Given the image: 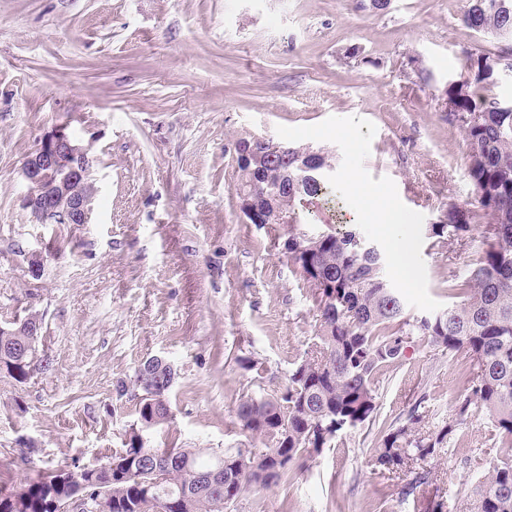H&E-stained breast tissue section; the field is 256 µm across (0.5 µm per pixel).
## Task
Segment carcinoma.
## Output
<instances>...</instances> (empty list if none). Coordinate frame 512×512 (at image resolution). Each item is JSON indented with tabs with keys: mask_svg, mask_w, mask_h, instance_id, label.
Here are the masks:
<instances>
[{
	"mask_svg": "<svg viewBox=\"0 0 512 512\" xmlns=\"http://www.w3.org/2000/svg\"><path fill=\"white\" fill-rule=\"evenodd\" d=\"M464 24L491 33L508 45L493 55L466 54L467 81L446 88L449 116L462 130L474 200L446 209V222L433 224L430 238L445 247L448 236L464 239L474 219L496 225L482 256L467 277L448 284L455 299L440 316H408L386 277L382 258L353 230L309 234L290 222L297 205L328 194L334 157L309 145L288 152L266 151L236 158V191L257 184L264 193L254 207L262 224L276 226L288 262L315 302L316 334L302 359L274 395L240 400L236 419L257 441L202 457L198 448L151 445L149 434L171 422L172 364L148 358L135 372L137 421L122 448L98 464L57 467L17 486H0V512H59L79 494L95 512H144L155 497L164 512H232L255 487L291 482L302 463L332 447L338 435L377 417L375 382L393 368L417 338L456 360L466 395L444 424L428 426L429 411L417 404L399 427L380 426L374 465L392 477L413 475L406 497L426 482L416 470L445 452L477 411L486 415L495 441L487 473L464 485L472 512H512V102L486 93L503 69L512 71V0H470ZM27 336H0V374L17 384L30 380L29 365L12 356ZM166 481L155 484V471Z\"/></svg>",
	"mask_w": 512,
	"mask_h": 512,
	"instance_id": "cac0c4a2",
	"label": "carcinoma"
}]
</instances>
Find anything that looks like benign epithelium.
<instances>
[{
  "instance_id": "7a95c632",
  "label": "benign epithelium",
  "mask_w": 512,
  "mask_h": 512,
  "mask_svg": "<svg viewBox=\"0 0 512 512\" xmlns=\"http://www.w3.org/2000/svg\"><path fill=\"white\" fill-rule=\"evenodd\" d=\"M88 146L67 124L44 132L23 164L29 184L24 207L37 224H88L97 187L90 177ZM1 336H39L41 323L31 318L0 325Z\"/></svg>"
}]
</instances>
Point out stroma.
<instances>
[{"label": "stroma", "instance_id": "stroma-1", "mask_svg": "<svg viewBox=\"0 0 512 512\" xmlns=\"http://www.w3.org/2000/svg\"><path fill=\"white\" fill-rule=\"evenodd\" d=\"M468 0H0V324L42 323L50 367L0 377V480L91 465L137 420V367L159 356L177 376L173 419L151 442L204 453L251 443L236 420L247 395L283 388L315 334L313 300L270 227L243 217L234 144L268 136L330 150L335 211L310 204L309 233L345 223L384 195L412 222L415 276L385 273L408 315L447 309L486 239L434 246L428 227L472 197L467 148L443 101L466 52L495 36L464 26ZM90 148L98 192L86 224L32 223L24 161L54 125ZM356 176L360 195L344 188ZM48 260L40 276L28 255ZM247 354L264 380L241 369ZM378 423L418 403L441 425L466 393L455 361L419 340L376 385ZM486 419L462 426L409 497L407 477L373 466L376 425L340 434L287 485L242 497L236 512H423L484 474Z\"/></svg>", "mask_w": 512, "mask_h": 512}]
</instances>
